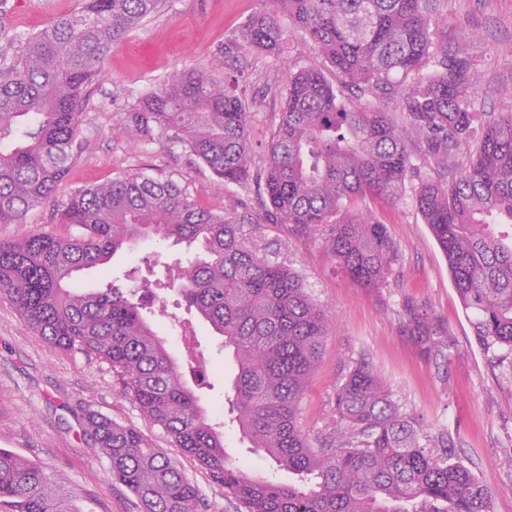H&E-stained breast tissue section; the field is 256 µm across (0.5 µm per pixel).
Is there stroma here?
<instances>
[{"label": "stroma", "instance_id": "1", "mask_svg": "<svg viewBox=\"0 0 512 512\" xmlns=\"http://www.w3.org/2000/svg\"><path fill=\"white\" fill-rule=\"evenodd\" d=\"M13 2L0 0V60L18 55L28 35L79 6V0H25L17 10ZM261 7L260 0H163L157 14L113 48L104 77L87 95L81 148L67 176L23 223L0 224V240L17 241L36 231L75 234V227L59 223L58 216L69 199L87 187L140 172L176 180L202 207L240 222L259 256L297 273L327 311L321 358L300 405L301 425L314 444L335 440L336 391L356 363L368 361L394 399L420 417L430 434L444 429L459 432L452 462L490 484L491 512H512V371L492 366L475 344L448 261L412 194L379 212L398 260L386 288L378 291L354 287L338 273L320 236H295L285 225L264 219L268 203L259 174L281 122L288 75L309 66L321 68L328 80L336 75L310 42L290 29L276 53L225 56V40ZM439 26L447 30L449 44L476 63L477 109H511L512 99L502 96L501 90L512 87V59L504 55L512 48V0H445ZM200 67L218 75L231 72L238 79L254 170L241 183L221 182L182 145L167 138L134 142L123 122V113L134 100L177 73ZM183 253L180 246L162 249L143 241L109 265L84 272L79 284L92 288L111 280L127 287L151 286ZM408 296L444 323L447 359L423 358L401 332V304ZM163 297L168 309H153L152 327L183 366L185 358L174 342L181 339L192 345L198 364L192 370L184 366V379L210 417L223 419L235 361L174 291H164ZM85 408L140 429L199 488L208 512H245L195 461L172 447L161 427L144 418L108 364L48 346L12 303L0 298V448L63 478L78 492L81 512H139L137 500L113 479L106 459L81 440L79 418ZM225 441L236 464L255 475L273 472L269 459L253 453L235 425L226 426ZM276 475L285 483L293 479L285 471Z\"/></svg>", "mask_w": 512, "mask_h": 512}]
</instances>
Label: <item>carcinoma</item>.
<instances>
[{
  "label": "carcinoma",
  "mask_w": 512,
  "mask_h": 512,
  "mask_svg": "<svg viewBox=\"0 0 512 512\" xmlns=\"http://www.w3.org/2000/svg\"><path fill=\"white\" fill-rule=\"evenodd\" d=\"M224 42V55L276 52L282 12L336 71L288 76L281 123L263 171L266 221L323 245L355 286L386 287L397 250L375 205H394L418 168L381 101L393 99L437 165L474 147L452 179L420 180L416 209L448 260L477 346L512 367V111L480 112L472 59L438 28L445 0H262ZM159 0H81L0 64V223L20 224L57 189L78 155L85 96L105 60ZM350 90L347 95L344 90ZM133 140L163 135L217 177L250 176L246 105L206 69L173 77L124 113ZM59 223L77 236L34 232L0 242V297L49 346L93 355L120 377L143 416L192 457L246 512H491L488 483L449 462L458 432L429 434L366 361L336 395L341 440L313 447L300 403L322 351L328 314L290 269L247 245L242 225L202 208L175 180L145 173L87 188ZM150 237L196 249L177 285L238 371L232 409L241 438L296 476L282 484L234 464L157 337L135 288L76 285L78 274ZM400 328L421 355L444 359L448 331L412 298ZM82 436L106 458L140 512H207L198 488L136 427L92 410ZM4 512H80L75 493L42 467L0 450Z\"/></svg>",
  "instance_id": "obj_1"
}]
</instances>
